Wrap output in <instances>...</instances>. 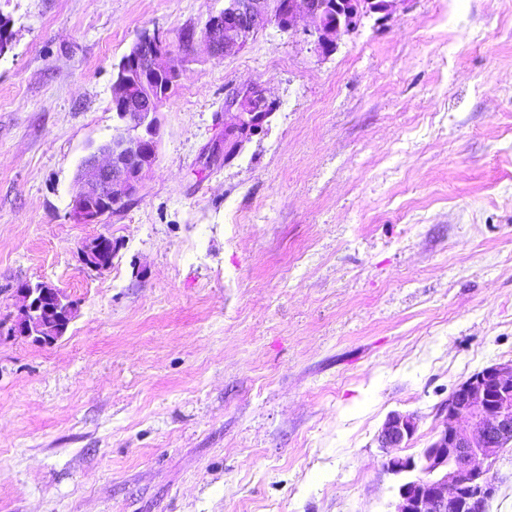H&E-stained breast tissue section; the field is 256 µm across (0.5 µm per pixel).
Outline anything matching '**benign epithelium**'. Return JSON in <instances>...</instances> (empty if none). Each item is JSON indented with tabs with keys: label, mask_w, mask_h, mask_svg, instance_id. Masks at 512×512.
Listing matches in <instances>:
<instances>
[{
	"label": "benign epithelium",
	"mask_w": 512,
	"mask_h": 512,
	"mask_svg": "<svg viewBox=\"0 0 512 512\" xmlns=\"http://www.w3.org/2000/svg\"><path fill=\"white\" fill-rule=\"evenodd\" d=\"M399 0H367L364 9L348 0H228L209 16L201 31L191 28L182 40L193 44L202 38L216 57L243 48L268 22L283 32L292 29L299 4H304L317 35L316 50L323 56L336 51L338 40L354 32L370 14H390ZM13 23L0 14V55L13 44ZM183 46L171 43L158 31H142L121 58L112 83L116 124L112 137L94 148L82 161L69 217L76 224H97L108 208L125 207L136 195L142 178L153 167L160 133L159 110L177 85L176 53ZM265 96L250 88L237 90L224 101V111L236 112L235 122L224 126V157L232 156L250 136L262 129L270 113ZM112 237L95 236L80 249L84 267L96 273L109 269L100 259L102 247ZM18 314L0 331L10 336L52 344L71 322L75 304L47 282L18 285ZM59 324V334L50 332ZM442 427L431 444L416 456L394 453L411 441L418 428L413 412L392 411L376 436L386 455L384 467L400 478L394 512H488L496 491L493 466L512 446V360L486 366L459 384L439 407ZM462 419L473 422L461 430Z\"/></svg>",
	"instance_id": "benign-epithelium-1"
}]
</instances>
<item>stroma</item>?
Masks as SVG:
<instances>
[{
	"label": "stroma",
	"instance_id": "stroma-1",
	"mask_svg": "<svg viewBox=\"0 0 512 512\" xmlns=\"http://www.w3.org/2000/svg\"><path fill=\"white\" fill-rule=\"evenodd\" d=\"M223 7L0 0V323L25 281L76 304L52 345L0 334V512H389L387 415L417 413L418 454L512 359V0H400L327 57L303 14L196 40L136 197L69 220L114 64ZM247 87L274 109L213 160ZM106 243H110L112 248L117 247L118 245L117 243L112 242V237L105 235H98L84 242L80 249V253L81 261L87 270L96 273H103L110 268V265L112 266V250H109L106 253V259L110 265L103 264L99 257L102 247Z\"/></svg>",
	"mask_w": 512,
	"mask_h": 512
}]
</instances>
